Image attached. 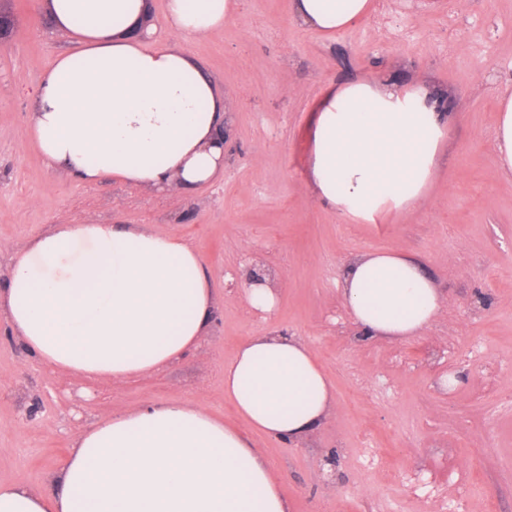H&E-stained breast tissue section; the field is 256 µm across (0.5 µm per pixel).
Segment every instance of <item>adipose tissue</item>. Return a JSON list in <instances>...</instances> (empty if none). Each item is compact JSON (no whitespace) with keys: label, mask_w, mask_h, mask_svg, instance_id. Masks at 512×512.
I'll use <instances>...</instances> for the list:
<instances>
[{"label":"adipose tissue","mask_w":512,"mask_h":512,"mask_svg":"<svg viewBox=\"0 0 512 512\" xmlns=\"http://www.w3.org/2000/svg\"><path fill=\"white\" fill-rule=\"evenodd\" d=\"M79 43L44 72L29 137L77 181L113 178L189 193L224 174L228 104L177 45L138 34L148 0H46ZM372 0H293L297 21L336 34ZM233 17L232 0H167L165 21L201 38ZM451 99L424 81L330 87L312 120L309 180L338 218L379 224L425 204L452 134ZM342 297L365 336L411 340L446 306L413 256L366 251L347 264ZM217 309L198 251L146 224H57L10 256L4 315L53 372L122 384L182 358ZM241 431L185 399L117 411L76 435L47 492L0 482V512H292L252 434L303 442L329 417L336 389L309 344L269 333L224 365Z\"/></svg>","instance_id":"obj_1"}]
</instances>
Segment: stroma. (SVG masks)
Wrapping results in <instances>:
<instances>
[{"label":"stroma","instance_id":"35a3bbf8","mask_svg":"<svg viewBox=\"0 0 512 512\" xmlns=\"http://www.w3.org/2000/svg\"><path fill=\"white\" fill-rule=\"evenodd\" d=\"M165 4L150 0L154 40L184 47L233 117L223 177L192 193L48 166L27 141L34 90L78 45L43 0H0L15 20L0 46V287L12 251L52 225L148 224L201 254L218 299L197 349L117 387L53 374L0 315V482L49 490L74 436L117 410L187 399L242 426L224 364L246 338L281 332L310 344L336 388L306 443L253 437L292 512H512V174L497 173L492 143L512 80V0H373L333 37L300 26L292 0H234L232 20L201 39L171 34ZM384 77L450 93L452 136L424 206L345 222L312 194L311 110L330 86ZM393 249L447 298L408 342L363 338L340 292L349 259ZM251 270L276 275L272 314L243 303Z\"/></svg>","mask_w":512,"mask_h":512}]
</instances>
